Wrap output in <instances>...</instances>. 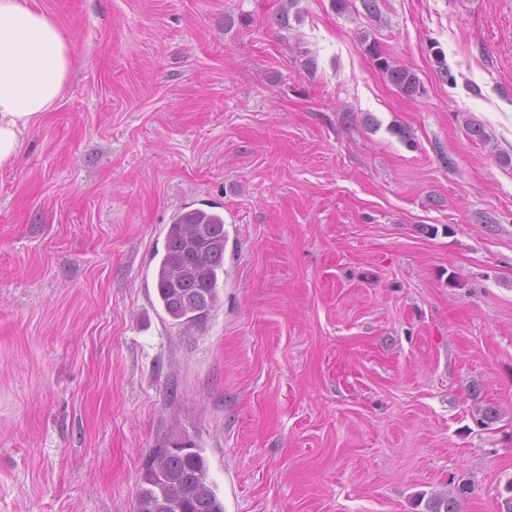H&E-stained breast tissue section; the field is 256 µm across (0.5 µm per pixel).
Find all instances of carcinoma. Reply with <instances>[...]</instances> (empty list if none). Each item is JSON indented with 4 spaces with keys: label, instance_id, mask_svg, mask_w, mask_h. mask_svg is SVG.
Here are the masks:
<instances>
[{
    "label": "carcinoma",
    "instance_id": "carcinoma-1",
    "mask_svg": "<svg viewBox=\"0 0 512 512\" xmlns=\"http://www.w3.org/2000/svg\"><path fill=\"white\" fill-rule=\"evenodd\" d=\"M366 53L376 67L407 97L420 94L415 72L385 56L374 42ZM228 234L224 217L194 208L172 217L164 254L157 268V300L173 324L203 326L219 300ZM203 449L187 438L156 448L144 465L134 512H224V501L208 479ZM427 512H460L456 498L436 496Z\"/></svg>",
    "mask_w": 512,
    "mask_h": 512
}]
</instances>
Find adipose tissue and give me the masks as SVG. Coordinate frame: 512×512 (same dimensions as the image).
Segmentation results:
<instances>
[{
    "label": "adipose tissue",
    "instance_id": "obj_1",
    "mask_svg": "<svg viewBox=\"0 0 512 512\" xmlns=\"http://www.w3.org/2000/svg\"><path fill=\"white\" fill-rule=\"evenodd\" d=\"M70 66L71 37L51 16L27 0H0V169L64 97Z\"/></svg>",
    "mask_w": 512,
    "mask_h": 512
}]
</instances>
